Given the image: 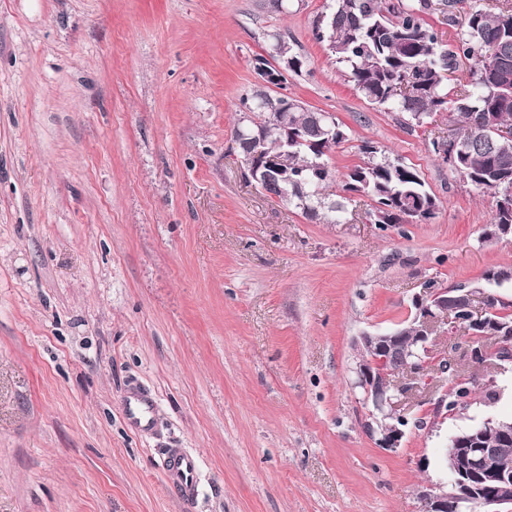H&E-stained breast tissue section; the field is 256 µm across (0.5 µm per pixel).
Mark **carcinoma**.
<instances>
[{
	"label": "carcinoma",
	"instance_id": "obj_1",
	"mask_svg": "<svg viewBox=\"0 0 512 512\" xmlns=\"http://www.w3.org/2000/svg\"><path fill=\"white\" fill-rule=\"evenodd\" d=\"M463 0H335L315 23L316 39L342 64L355 89L372 105L398 115L412 128L448 113V127L462 154L448 169L464 172L467 182L497 200L512 198V150L502 149L512 135V0L490 8L462 6ZM440 13L456 37L445 43L426 17ZM258 92L241 104L262 133L265 155L288 149V204L313 219L336 222L343 202H328L324 191L334 181L328 153L349 141L348 133L328 112L315 111L291 96ZM288 113L283 130L278 113ZM363 162L343 186L371 200L372 224H402L434 216L436 196L412 165L383 155L370 141L357 146ZM512 304L488 302L489 318L512 336Z\"/></svg>",
	"mask_w": 512,
	"mask_h": 512
}]
</instances>
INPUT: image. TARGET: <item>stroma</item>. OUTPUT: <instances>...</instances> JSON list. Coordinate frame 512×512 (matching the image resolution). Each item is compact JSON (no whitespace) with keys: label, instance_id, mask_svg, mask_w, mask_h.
<instances>
[{"label":"stroma","instance_id":"1","mask_svg":"<svg viewBox=\"0 0 512 512\" xmlns=\"http://www.w3.org/2000/svg\"><path fill=\"white\" fill-rule=\"evenodd\" d=\"M331 0H0V512H420L446 482L447 437L512 419V373L435 351L494 383L456 414L436 375L396 399L408 424L383 445L355 387V340L408 324L428 282L486 287L512 270L488 236L496 199L432 151L445 115L412 129L366 102L313 34ZM303 60L287 93L414 165L438 200L417 224L307 219L245 178L231 150L268 35ZM154 400L132 429L123 397ZM199 462L180 503L162 467Z\"/></svg>","mask_w":512,"mask_h":512}]
</instances>
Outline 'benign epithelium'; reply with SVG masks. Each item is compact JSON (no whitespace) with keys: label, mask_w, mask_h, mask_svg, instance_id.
I'll use <instances>...</instances> for the list:
<instances>
[{"label":"benign epithelium","mask_w":512,"mask_h":512,"mask_svg":"<svg viewBox=\"0 0 512 512\" xmlns=\"http://www.w3.org/2000/svg\"><path fill=\"white\" fill-rule=\"evenodd\" d=\"M247 167L248 180L262 189L272 174L288 172V154L264 161L255 156ZM489 298L490 294L483 288H469L461 295L449 288H431L423 302V311L418 313V335L406 336L402 330L394 329L359 337L357 384L376 411L396 420V423L384 426L383 443L386 446L398 444L403 436L401 427L407 424L406 417L393 409V392L405 393L428 381L434 373L448 372V358L432 354L437 327L446 324L455 329L465 322L469 335L478 337V331L487 330ZM493 340L498 344L497 353L473 345L469 351L471 361L483 365L492 357L497 371H512V336H495ZM489 429L499 433L494 448L478 444V438ZM510 454L512 435L501 431L496 419L488 417L468 426L450 437L442 457V464L449 474L450 489L436 484L425 485L418 493L421 503L428 512H461L464 507L472 510L491 507L493 512H512V471H490L486 475L487 484L477 496L462 498L458 495V486L464 484V476L485 470L490 457Z\"/></svg>","instance_id":"obj_1"}]
</instances>
